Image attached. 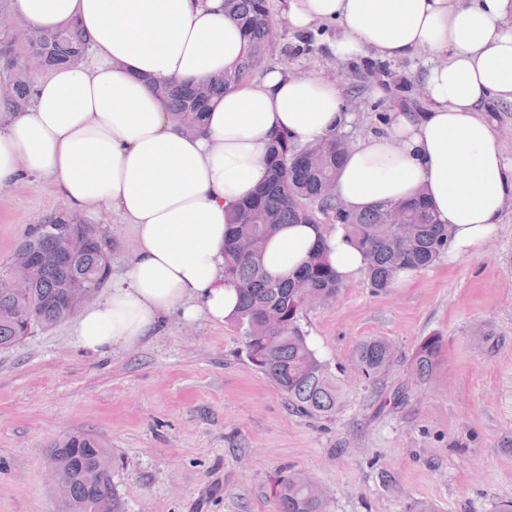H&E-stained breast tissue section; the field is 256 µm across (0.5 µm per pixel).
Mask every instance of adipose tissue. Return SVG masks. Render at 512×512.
I'll return each instance as SVG.
<instances>
[{"label":"adipose tissue","mask_w":512,"mask_h":512,"mask_svg":"<svg viewBox=\"0 0 512 512\" xmlns=\"http://www.w3.org/2000/svg\"><path fill=\"white\" fill-rule=\"evenodd\" d=\"M30 31L74 23L86 59L36 82L29 105L0 83V187L53 181L70 214L107 207L133 224L137 245L123 281L86 308L71 334L94 353L132 346L163 315L188 323L229 320L238 305L224 277L225 213L264 181L274 134L314 144L354 115L339 87L268 66L209 105L201 132L172 122L154 87L201 81L233 67L243 31L224 0H13ZM512 0H280L291 34L337 23L325 52L341 61L377 51L400 60L426 49L424 111L398 110L384 133L352 147L336 194L363 211L425 194L434 220L451 227L449 261L473 255L497 233L512 199V159L496 142L490 103L512 104ZM344 282L366 267L344 230L284 224L269 239L268 274H293L316 245Z\"/></svg>","instance_id":"obj_1"}]
</instances>
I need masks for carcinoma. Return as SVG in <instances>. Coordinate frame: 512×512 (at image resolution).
I'll list each match as a JSON object with an SVG mask.
<instances>
[{"label":"carcinoma","instance_id":"cac0c4a2","mask_svg":"<svg viewBox=\"0 0 512 512\" xmlns=\"http://www.w3.org/2000/svg\"><path fill=\"white\" fill-rule=\"evenodd\" d=\"M224 14L243 30L245 53L231 71L197 82L165 81L156 91L174 121L187 132L203 125L208 102L224 90L250 78L270 55L273 37L271 0H224ZM86 35L70 26L31 34L22 60H17L9 27L0 29V57L19 104L34 93L33 71L56 65H78L85 54ZM351 146L349 136L331 134L316 144H299L277 135L268 147L267 178L255 195L228 210L225 216L224 275L237 286L239 305L233 321L244 329L249 362L305 414H328L342 403L343 388L317 354L301 326L311 298L322 303L344 287L336 271L315 252L293 276L276 278L264 269L267 240L282 224H339L367 260L368 285L386 292L402 270L431 266L448 250L449 225L433 221L426 199L381 205L364 211L344 209L335 193L336 177ZM74 218L50 217L18 242L40 261L30 276L19 267L14 276L31 279V286L13 292L0 288V349L22 340L25 321L51 327L70 320L69 285L81 282L97 288L106 278V255L97 233L87 228L81 252L66 254L57 228L75 224ZM442 354L439 336L425 338L412 356L417 378L428 380ZM396 357L385 340L357 345L353 358L361 374L377 376ZM110 454L99 440L71 436L50 451L52 465L65 470L68 480L55 492L56 512H96L103 499L112 500V512H124L112 485V472L97 460ZM277 512H327L322 487L302 472H290L275 488Z\"/></svg>","mask_w":512,"mask_h":512}]
</instances>
